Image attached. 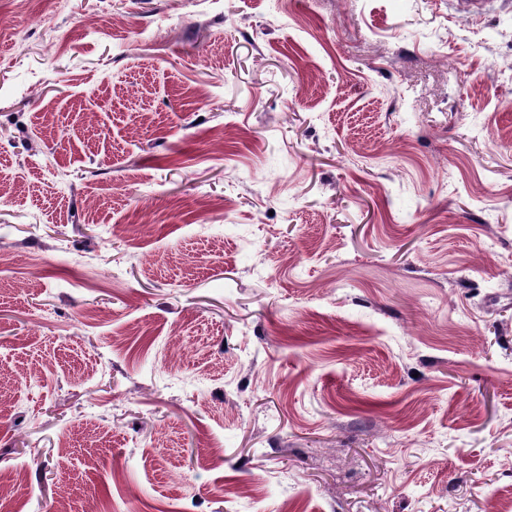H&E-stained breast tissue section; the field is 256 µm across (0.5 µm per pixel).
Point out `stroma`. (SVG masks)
Segmentation results:
<instances>
[{"mask_svg": "<svg viewBox=\"0 0 512 512\" xmlns=\"http://www.w3.org/2000/svg\"><path fill=\"white\" fill-rule=\"evenodd\" d=\"M512 0H0V512L512 499Z\"/></svg>", "mask_w": 512, "mask_h": 512, "instance_id": "obj_1", "label": "stroma"}]
</instances>
